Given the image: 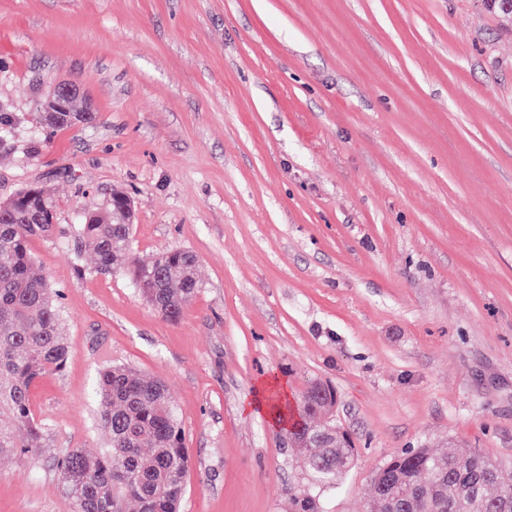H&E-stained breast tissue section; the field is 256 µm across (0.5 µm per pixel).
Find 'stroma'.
<instances>
[{
  "instance_id": "1",
  "label": "stroma",
  "mask_w": 512,
  "mask_h": 512,
  "mask_svg": "<svg viewBox=\"0 0 512 512\" xmlns=\"http://www.w3.org/2000/svg\"><path fill=\"white\" fill-rule=\"evenodd\" d=\"M58 82L96 122L46 126ZM1 104L0 201L34 184L56 205L30 250L69 356L32 389L45 446L0 462V512H69L54 461L107 447L93 384L112 364L175 398L183 512H288L307 485L248 408L274 375L290 397L336 390L357 456L326 512H365L408 448H476L512 476V17L481 0H0ZM116 189L134 256L200 260L179 322L75 253Z\"/></svg>"
}]
</instances>
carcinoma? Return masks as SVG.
<instances>
[{
    "label": "carcinoma",
    "instance_id": "carcinoma-1",
    "mask_svg": "<svg viewBox=\"0 0 512 512\" xmlns=\"http://www.w3.org/2000/svg\"><path fill=\"white\" fill-rule=\"evenodd\" d=\"M79 95L59 112L43 100L46 124L64 128L88 124L94 112L77 111ZM122 193L84 216L78 253L94 258L95 270L131 272L142 296L164 320L180 321L201 287L198 258L190 250H166L150 263L136 261L129 248ZM55 205L40 188L27 186L0 202V414L13 428L0 430V460L20 464L42 450L45 428L31 409V390L40 379L61 371L68 359L59 293L35 266L29 242L54 231ZM98 425L109 447L99 454L79 449L56 459L71 512H181L188 466L181 423L173 397L161 380L130 368L99 372L94 387ZM336 392L321 382L309 384L293 401L272 405L288 439L303 453L313 484L291 499V512H323L320 488L336 482L354 463L356 448L332 415ZM368 512H512V484L501 467L480 450H406L377 468Z\"/></svg>",
    "mask_w": 512,
    "mask_h": 512
}]
</instances>
